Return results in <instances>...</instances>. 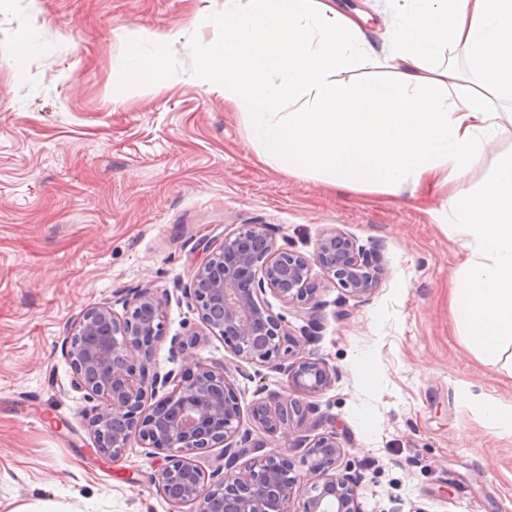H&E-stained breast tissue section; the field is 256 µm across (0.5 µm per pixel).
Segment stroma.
<instances>
[{
    "instance_id": "1",
    "label": "stroma",
    "mask_w": 512,
    "mask_h": 512,
    "mask_svg": "<svg viewBox=\"0 0 512 512\" xmlns=\"http://www.w3.org/2000/svg\"><path fill=\"white\" fill-rule=\"evenodd\" d=\"M371 19L381 45L396 24L390 0H338ZM145 29L164 36L131 43ZM224 40V0H0V512H191L162 492L160 461L131 440L105 464L85 419L95 402L72 387L64 353L86 308L141 288L167 293L150 371L190 360L225 368L242 409L258 392L293 389L285 374L240 365L205 335L182 294L224 238L268 225L278 247L312 256L336 228L376 250L385 275L358 299L313 267L321 303L312 332L272 294L263 299L296 339L284 357L336 370L314 411L290 433L255 430L265 450L304 474V435L335 432L359 471L361 512H512V437H501L464 393L512 405V378L478 360L455 326L449 288L457 238L432 217L458 185L425 199L337 192L259 158L240 109L189 75ZM157 57L161 81L113 99L112 79ZM512 157L503 123L469 177L480 190ZM197 335L189 359L171 340Z\"/></svg>"
}]
</instances>
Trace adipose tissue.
<instances>
[{"mask_svg":"<svg viewBox=\"0 0 512 512\" xmlns=\"http://www.w3.org/2000/svg\"><path fill=\"white\" fill-rule=\"evenodd\" d=\"M399 21L382 46L361 10L330 0H224V41L193 78L243 110L267 163L341 191L427 194L441 172L480 163L512 97V0H391ZM462 48L478 84L434 60ZM388 79L360 81L362 61ZM440 222L457 229L463 260L451 307L466 347L512 376V159L480 193L460 189Z\"/></svg>","mask_w":512,"mask_h":512,"instance_id":"adipose-tissue-1","label":"adipose tissue"}]
</instances>
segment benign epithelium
Listing matches in <instances>:
<instances>
[{"instance_id":"benign-epithelium-1","label":"benign epithelium","mask_w":512,"mask_h":512,"mask_svg":"<svg viewBox=\"0 0 512 512\" xmlns=\"http://www.w3.org/2000/svg\"><path fill=\"white\" fill-rule=\"evenodd\" d=\"M314 263L355 298L371 294L385 274L366 249L336 229L318 239L308 258L278 247L265 225L250 224L224 239L182 293L194 302L208 335L220 338L235 357L282 372L296 392L314 396L332 386L335 369L312 358L282 363V350L292 339L261 299L270 292L314 327L320 308L311 282ZM166 297L140 289L121 300V314L99 303L71 323L65 355L74 387L97 400L86 419L97 454L110 462L122 456L131 440L140 441L162 457L158 484L167 498L176 505L192 504L195 512H290L299 485L298 512H359L360 475L347 465L339 468L345 450L336 436L298 440L306 444L301 477L292 474L284 455L247 461L260 447L243 427L237 389L224 368L197 363L196 371L180 380L172 371L146 374L162 336ZM134 352L142 357L138 365L131 359ZM309 412L310 406L286 398H259L250 408L252 421L272 435L304 425ZM208 448L221 449L224 460L210 473L194 460Z\"/></svg>"}]
</instances>
